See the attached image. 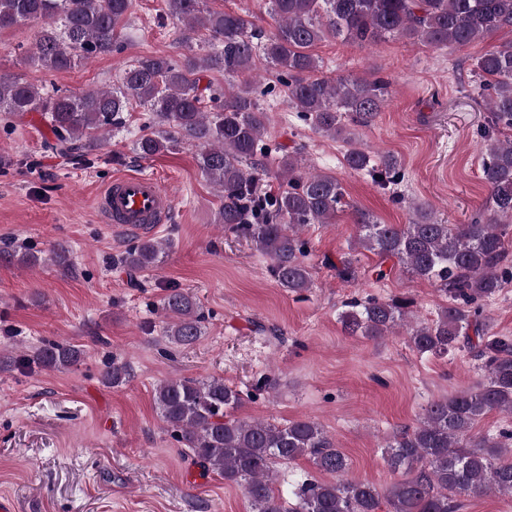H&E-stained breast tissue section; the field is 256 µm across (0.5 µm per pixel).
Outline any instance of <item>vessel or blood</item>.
<instances>
[{
  "label": "vessel or blood",
  "instance_id": "1",
  "mask_svg": "<svg viewBox=\"0 0 512 512\" xmlns=\"http://www.w3.org/2000/svg\"><path fill=\"white\" fill-rule=\"evenodd\" d=\"M97 210L102 223L136 231L168 222L174 200L155 176L123 174L114 177L100 194Z\"/></svg>",
  "mask_w": 512,
  "mask_h": 512
}]
</instances>
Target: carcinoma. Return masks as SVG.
I'll return each instance as SVG.
<instances>
[{"instance_id":"obj_1","label":"carcinoma","mask_w":512,"mask_h":512,"mask_svg":"<svg viewBox=\"0 0 512 512\" xmlns=\"http://www.w3.org/2000/svg\"><path fill=\"white\" fill-rule=\"evenodd\" d=\"M204 2L165 0V8L188 30L206 32L207 54L180 62L143 56L123 70L116 87L81 93L45 92L0 73V112L20 120L41 113L51 135L46 147L82 164L98 148L100 132L121 127L131 102L139 103L150 114L152 131L135 141L136 152L149 158L182 139L205 146L200 168L223 193L218 223L266 255L276 282L291 293L313 284L306 244L295 229L334 223L345 205V190L334 176L304 170L296 150L269 159L262 146L266 110L259 104L265 92L254 87L259 68L279 74L289 103L317 131L349 141L344 117L370 125L386 104L388 83L380 77L318 76L321 60L311 49L325 36L362 46L392 36L444 49L512 28V0H264L277 22L264 39L256 17L206 10ZM130 6L131 0H0V29L40 21L35 61L64 72L82 60L112 54ZM476 71L480 86L491 91L490 128L512 131V43L485 53ZM210 72L237 80L222 102L207 80ZM216 101L219 105L208 110ZM484 137L481 170L489 214L470 224H445L432 210L417 206L412 223L399 225L353 211L359 247L397 259L447 300L437 319L408 324L411 346L434 356L466 348L485 370L476 389L431 401L416 426L393 433L384 459L400 479L381 489L350 476L347 456L313 419L275 424L235 417L241 394L222 379H173L157 387L160 417L176 441L202 474L242 486L253 512H380L383 505L387 512H457L461 496L512 495V432L475 431L490 412L512 413V339L489 335L484 309V302L512 282V273L502 265L504 221H512V139L488 132ZM270 164L283 191L264 207L257 203L256 181ZM345 164L380 184L401 177L398 157L375 158L358 144L346 152ZM160 251L153 240H141L124 252L121 263L149 270L159 263ZM411 306L404 296L355 302L341 314V322L350 336L380 339L406 319ZM163 308L171 318L165 330L169 343L191 346L203 336L205 315L190 292L170 289ZM82 354L75 345L55 341L36 354V361L68 369ZM128 376L126 365L114 363L104 381L119 386ZM303 457L335 481L302 478L294 492L296 503L288 504L275 491L272 470Z\"/></svg>"}]
</instances>
